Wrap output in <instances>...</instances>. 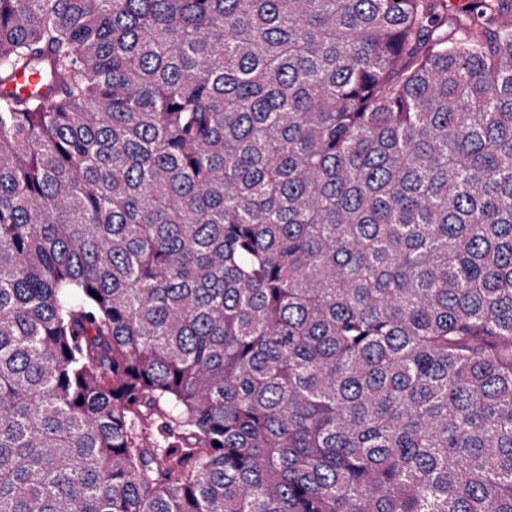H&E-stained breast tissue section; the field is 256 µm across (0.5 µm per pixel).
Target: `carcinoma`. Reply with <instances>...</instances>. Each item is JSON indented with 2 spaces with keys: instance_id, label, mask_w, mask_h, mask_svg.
Wrapping results in <instances>:
<instances>
[{
  "instance_id": "carcinoma-1",
  "label": "carcinoma",
  "mask_w": 512,
  "mask_h": 512,
  "mask_svg": "<svg viewBox=\"0 0 512 512\" xmlns=\"http://www.w3.org/2000/svg\"><path fill=\"white\" fill-rule=\"evenodd\" d=\"M0 0V512H512V0ZM5 90L19 93L22 96H27L35 92L41 95L46 94V86L40 84L38 74L27 71L17 72L13 79L6 85Z\"/></svg>"
}]
</instances>
